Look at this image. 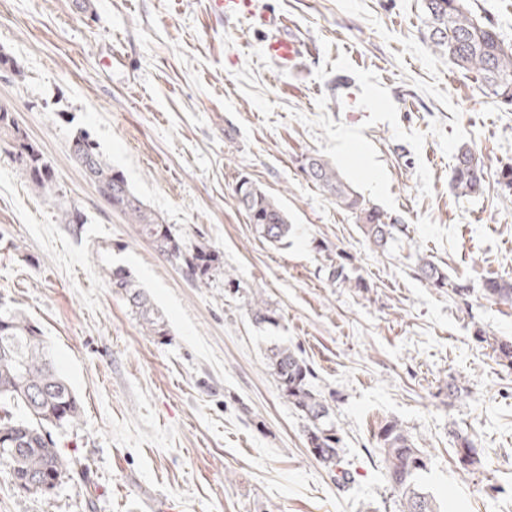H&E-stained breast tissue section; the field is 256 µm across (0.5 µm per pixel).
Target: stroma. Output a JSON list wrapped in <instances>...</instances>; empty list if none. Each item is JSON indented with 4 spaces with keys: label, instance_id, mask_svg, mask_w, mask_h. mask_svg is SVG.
Wrapping results in <instances>:
<instances>
[{
    "label": "stroma",
    "instance_id": "stroma-1",
    "mask_svg": "<svg viewBox=\"0 0 512 512\" xmlns=\"http://www.w3.org/2000/svg\"><path fill=\"white\" fill-rule=\"evenodd\" d=\"M423 20V0H253L247 16L212 0H0V105L55 171L37 189L0 151V303L41 329L83 406L52 432L75 467L50 493L1 473L0 512H398L376 439L389 420L427 449L423 483L447 512H512V369L474 338L512 337V306L481 293L512 277V189L496 181L512 106L433 54ZM275 35L300 42L293 67L265 55ZM82 132L174 233L219 251L224 275L196 285L112 211L71 156ZM465 143L487 168L476 196L451 183ZM308 156L408 237L372 246ZM243 175L287 211L283 244L238 208ZM72 206L83 223H67ZM421 256L471 296L428 285ZM337 260L350 283L328 281ZM118 265L169 336L145 335L113 291ZM256 295L275 324L253 321ZM276 344L312 365L349 484L309 454L268 365ZM452 426L482 448L477 471L455 463Z\"/></svg>",
    "mask_w": 512,
    "mask_h": 512
}]
</instances>
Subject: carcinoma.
Here are the masks:
<instances>
[{
    "instance_id": "cac0c4a2",
    "label": "carcinoma",
    "mask_w": 512,
    "mask_h": 512,
    "mask_svg": "<svg viewBox=\"0 0 512 512\" xmlns=\"http://www.w3.org/2000/svg\"><path fill=\"white\" fill-rule=\"evenodd\" d=\"M424 25L436 53L475 74L491 98L512 106V45L505 43L490 23L474 15L465 0H425ZM0 144L35 187L52 188V164L28 142L12 113L1 105ZM71 149L79 162H88L85 172L99 195L112 210L137 225L139 234L150 240L162 256L199 284L205 285L215 276L220 269L219 257L204 246L191 249L184 246L169 225L144 207L124 175L104 163L86 134L76 136ZM304 170L318 187L336 199L337 205L352 215L374 247L384 250L398 235L407 234V225L367 202L329 161L310 156L306 158ZM484 174V164L476 152L461 147L452 170L453 186L464 195L480 194L485 187ZM235 196L259 238L272 245L288 238L291 225L287 214L257 183L241 177ZM417 273L434 288L449 286L457 296L469 294L467 286L449 282L445 270L427 258L419 259ZM110 283L141 320L147 335H170L165 317L154 308L126 268H112ZM483 290L486 297L512 305V281L498 275L489 276ZM251 313L258 324L276 323L259 297L254 298ZM476 338L490 348L499 364L512 369V339L489 336L481 330L476 332ZM268 361L282 397L306 422L305 437L311 456L336 472L337 482L349 483L351 472L340 455L342 438L332 421L327 400L311 384L312 367L286 346L272 347ZM80 416L79 400L46 351L42 332L25 315L0 303V442L8 448L14 442L20 447L14 455L0 453V466L8 471L10 482L14 484L29 477L60 481L73 462L61 455L49 428L74 426ZM448 435L460 469L468 473L478 469L481 456L470 436L455 428L448 430ZM377 441L388 483L399 499L400 512H439L422 482L428 469L427 450L396 420L380 426Z\"/></svg>"
}]
</instances>
